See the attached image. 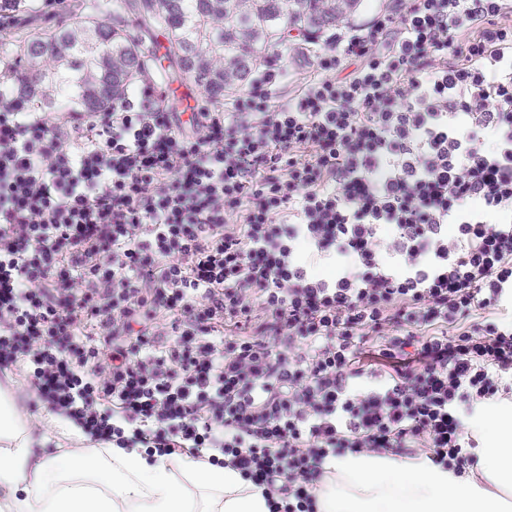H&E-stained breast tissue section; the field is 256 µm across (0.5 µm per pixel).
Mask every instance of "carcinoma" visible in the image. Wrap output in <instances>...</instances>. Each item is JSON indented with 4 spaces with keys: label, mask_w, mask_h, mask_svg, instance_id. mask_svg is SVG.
<instances>
[{
    "label": "carcinoma",
    "mask_w": 512,
    "mask_h": 512,
    "mask_svg": "<svg viewBox=\"0 0 512 512\" xmlns=\"http://www.w3.org/2000/svg\"><path fill=\"white\" fill-rule=\"evenodd\" d=\"M359 0H104L99 19L47 30L0 32L19 95L45 112H102L149 69L148 41L167 32L179 69L218 101L246 85L257 59L296 27L325 33Z\"/></svg>",
    "instance_id": "cac0c4a2"
}]
</instances>
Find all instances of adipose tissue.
I'll return each mask as SVG.
<instances>
[{
  "mask_svg": "<svg viewBox=\"0 0 512 512\" xmlns=\"http://www.w3.org/2000/svg\"><path fill=\"white\" fill-rule=\"evenodd\" d=\"M0 389V512H270L263 487L192 453L148 456L141 448H76L70 420L46 413L57 451ZM484 442L463 475L425 460L348 455L322 480L320 512H512V408L479 416Z\"/></svg>",
  "mask_w": 512,
  "mask_h": 512,
  "instance_id": "1",
  "label": "adipose tissue"
}]
</instances>
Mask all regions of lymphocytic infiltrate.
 Masks as SVG:
<instances>
[{"label": "lymphocytic infiltrate", "instance_id": "1", "mask_svg": "<svg viewBox=\"0 0 512 512\" xmlns=\"http://www.w3.org/2000/svg\"><path fill=\"white\" fill-rule=\"evenodd\" d=\"M197 117L0 83V368L83 435L215 449L270 512L332 459L463 474L512 392V0H400Z\"/></svg>", "mask_w": 512, "mask_h": 512}]
</instances>
